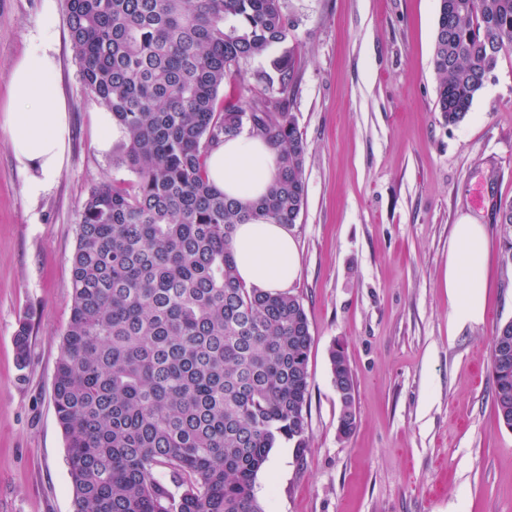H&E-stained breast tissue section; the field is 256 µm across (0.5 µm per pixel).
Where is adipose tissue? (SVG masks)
Listing matches in <instances>:
<instances>
[{
    "label": "adipose tissue",
    "mask_w": 512,
    "mask_h": 512,
    "mask_svg": "<svg viewBox=\"0 0 512 512\" xmlns=\"http://www.w3.org/2000/svg\"><path fill=\"white\" fill-rule=\"evenodd\" d=\"M57 26L56 0H44L34 45L11 69L8 105L0 114V129L10 140L18 167L27 174L24 192L31 199L39 198L61 174L69 144L67 104L53 83ZM277 172L276 152L246 134L224 140L207 159L209 183L243 200L262 195ZM232 247L238 278L246 287L281 291L299 275V249L287 225L265 220L237 225ZM490 260L485 226L470 217L456 224L446 277L453 326L483 320Z\"/></svg>",
    "instance_id": "adipose-tissue-1"
}]
</instances>
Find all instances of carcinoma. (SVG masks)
I'll return each mask as SVG.
<instances>
[{
    "instance_id": "cac0c4a2",
    "label": "carcinoma",
    "mask_w": 512,
    "mask_h": 512,
    "mask_svg": "<svg viewBox=\"0 0 512 512\" xmlns=\"http://www.w3.org/2000/svg\"><path fill=\"white\" fill-rule=\"evenodd\" d=\"M84 88L124 132L112 145L136 175L95 184L79 211L73 304L54 383L74 512H264L254 483L278 441L305 447L309 321L297 297L247 288L235 225L297 222L306 143L283 101L224 105V80L288 38L283 0H66ZM512 47V0H438L435 109L463 122L500 52ZM279 93L291 59L273 60ZM246 133L279 171L242 202L207 180L210 151ZM491 341L494 405L512 428V366ZM30 330L15 334L25 362ZM338 435L357 427L345 348L330 351Z\"/></svg>"
}]
</instances>
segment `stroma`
Here are the masks:
<instances>
[{"mask_svg": "<svg viewBox=\"0 0 512 512\" xmlns=\"http://www.w3.org/2000/svg\"><path fill=\"white\" fill-rule=\"evenodd\" d=\"M43 0H0V106L31 46ZM291 22L284 100L307 146L306 200L289 230L301 271L308 441H280L255 481L265 512H512V429L498 418L491 336L512 320V263L495 220L512 201V48H504L466 119L435 109L437 0H284ZM56 84L70 116L64 169L39 198L0 131V512H73L67 448L52 400L72 306L79 211L102 179L135 175L97 150V101L83 88L66 21ZM272 58L225 82L243 105ZM472 216L492 244L482 323L451 326L445 286L454 224ZM31 326L25 363L14 336ZM343 344L357 427L337 433L329 352Z\"/></svg>", "mask_w": 512, "mask_h": 512, "instance_id": "obj_1", "label": "stroma"}]
</instances>
